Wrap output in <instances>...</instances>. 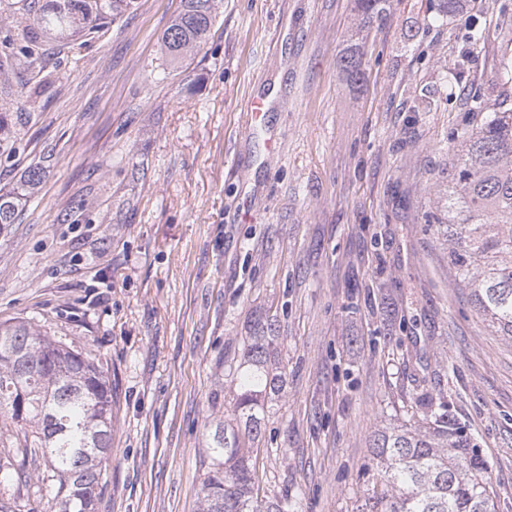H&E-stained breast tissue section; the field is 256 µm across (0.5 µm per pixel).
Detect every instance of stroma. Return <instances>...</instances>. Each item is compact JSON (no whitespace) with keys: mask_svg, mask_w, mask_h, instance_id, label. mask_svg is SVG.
<instances>
[{"mask_svg":"<svg viewBox=\"0 0 512 512\" xmlns=\"http://www.w3.org/2000/svg\"><path fill=\"white\" fill-rule=\"evenodd\" d=\"M180 4L138 0L45 42L33 119L0 158L6 190L45 171L0 232V322L33 321L110 383L97 512H197L207 435L231 423L243 341L265 332L281 376L253 443L265 496L353 512L377 488L371 435L428 395L512 512V339L427 222L477 122L470 90L512 104V0L444 18L391 0L370 24L355 0H217L207 43L173 66L161 37Z\"/></svg>","mask_w":512,"mask_h":512,"instance_id":"1","label":"stroma"}]
</instances>
